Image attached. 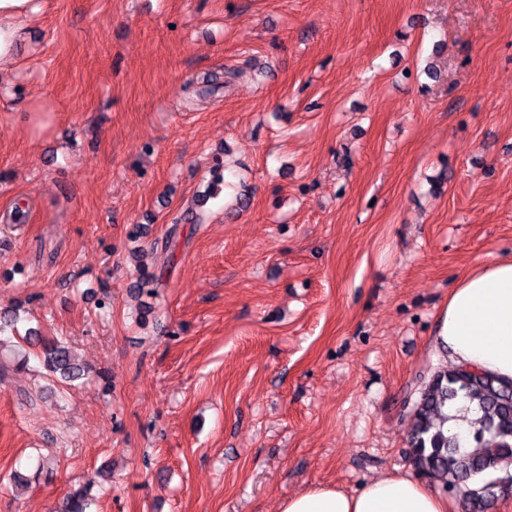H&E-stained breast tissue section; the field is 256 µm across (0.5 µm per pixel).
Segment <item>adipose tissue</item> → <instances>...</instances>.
<instances>
[{
    "instance_id": "obj_1",
    "label": "adipose tissue",
    "mask_w": 512,
    "mask_h": 512,
    "mask_svg": "<svg viewBox=\"0 0 512 512\" xmlns=\"http://www.w3.org/2000/svg\"><path fill=\"white\" fill-rule=\"evenodd\" d=\"M38 0H0V63L9 62ZM435 345L455 365L512 382V258H491L464 275L448 294ZM280 512H456L454 500L410 474H384L359 491L312 484L288 496Z\"/></svg>"
}]
</instances>
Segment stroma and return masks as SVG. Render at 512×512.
I'll return each instance as SVG.
<instances>
[{"mask_svg":"<svg viewBox=\"0 0 512 512\" xmlns=\"http://www.w3.org/2000/svg\"><path fill=\"white\" fill-rule=\"evenodd\" d=\"M430 54L439 79L416 77ZM217 167L249 192L230 215L203 197ZM492 256L512 0H42L0 67V307L89 374L33 402L0 354V512L86 482L93 512H278L409 471L438 314ZM45 458L51 480L5 484Z\"/></svg>","mask_w":512,"mask_h":512,"instance_id":"1","label":"stroma"}]
</instances>
